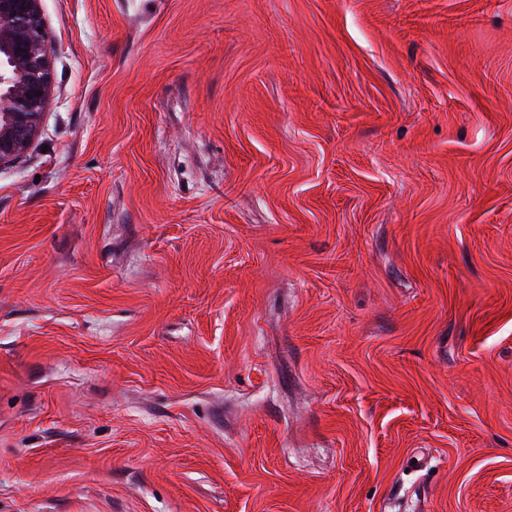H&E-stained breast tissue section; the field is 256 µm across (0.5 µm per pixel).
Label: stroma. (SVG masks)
Listing matches in <instances>:
<instances>
[{
	"label": "stroma",
	"instance_id": "obj_1",
	"mask_svg": "<svg viewBox=\"0 0 512 512\" xmlns=\"http://www.w3.org/2000/svg\"><path fill=\"white\" fill-rule=\"evenodd\" d=\"M42 12L0 512H512V0Z\"/></svg>",
	"mask_w": 512,
	"mask_h": 512
}]
</instances>
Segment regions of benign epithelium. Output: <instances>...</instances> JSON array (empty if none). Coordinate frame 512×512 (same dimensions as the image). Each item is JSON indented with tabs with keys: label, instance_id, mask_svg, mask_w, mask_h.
I'll return each instance as SVG.
<instances>
[{
	"label": "benign epithelium",
	"instance_id": "7a95c632",
	"mask_svg": "<svg viewBox=\"0 0 512 512\" xmlns=\"http://www.w3.org/2000/svg\"><path fill=\"white\" fill-rule=\"evenodd\" d=\"M40 0H0V166L35 139L53 76Z\"/></svg>",
	"mask_w": 512,
	"mask_h": 512
}]
</instances>
